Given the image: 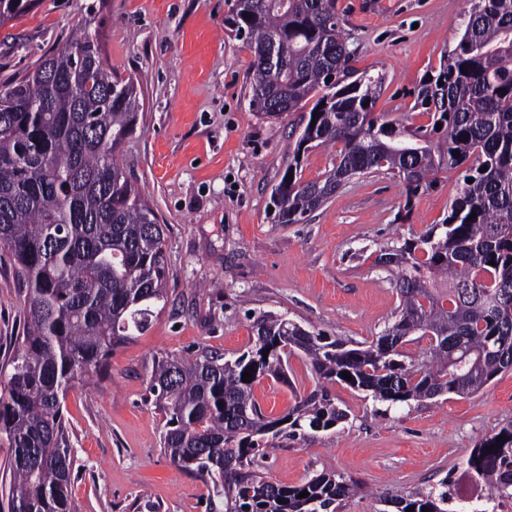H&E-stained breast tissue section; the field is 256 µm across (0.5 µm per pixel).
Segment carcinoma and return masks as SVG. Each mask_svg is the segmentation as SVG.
Listing matches in <instances>:
<instances>
[{"label":"carcinoma","mask_w":512,"mask_h":512,"mask_svg":"<svg viewBox=\"0 0 512 512\" xmlns=\"http://www.w3.org/2000/svg\"><path fill=\"white\" fill-rule=\"evenodd\" d=\"M470 2L457 44L418 89L413 108L428 121L416 126L373 112L383 77L353 66L336 0H234L224 19L253 53L250 111L276 118L313 102L271 193L278 223L304 221L351 179L383 169L404 183L407 208L441 168L463 166L473 183L443 223L379 250L375 265L395 274L400 304L368 345L351 348L265 312L253 321L252 346L236 356L202 348L155 362L148 387L164 418L163 452L205 480L211 512H337L353 489L343 478L282 486L260 471L273 440L348 418L333 383L425 402L473 393L512 369V0ZM37 3L0 0V25ZM95 19L25 75L0 81V246L27 288L23 336L0 368L12 512H73L67 393L106 379L112 350L144 334L166 302L164 228L122 158L139 120L138 82L112 73ZM322 146L336 149V163L301 180L305 153ZM424 340L420 356L402 350ZM293 355L305 357L315 388L270 418L253 387L263 378L292 385ZM250 368L252 381H242ZM467 471L512 498V423L481 442ZM388 503L448 512V492Z\"/></svg>","instance_id":"carcinoma-1"}]
</instances>
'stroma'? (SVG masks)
Listing matches in <instances>:
<instances>
[{
  "instance_id": "35a3bbf8",
  "label": "stroma",
  "mask_w": 512,
  "mask_h": 512,
  "mask_svg": "<svg viewBox=\"0 0 512 512\" xmlns=\"http://www.w3.org/2000/svg\"><path fill=\"white\" fill-rule=\"evenodd\" d=\"M233 0H40L0 26V79L25 74L81 36L95 14L112 69L140 83L143 107L122 148L126 170L165 226L168 301L149 329L115 348L107 379L79 386L65 403L78 474L75 512H209L204 481L161 451L164 420L150 402L155 359L207 346L224 354L252 340L250 315L284 314L355 343L372 341L399 304L377 251L441 223L463 185V168L439 173L405 209V188L380 172L347 183L298 224L276 223L278 183L308 112L264 119L248 108L253 54L224 27ZM466 0H336L353 65L385 77L376 111L402 119L428 73L456 45ZM25 288L0 250V363L25 322ZM289 384L253 387L279 417L314 382L291 357ZM347 410L336 428L278 439L267 480L297 486L321 473L355 484L341 512H392L388 497L447 492L448 512H512V499L478 490L466 461L512 422V370L479 391L392 404L333 384Z\"/></svg>"
}]
</instances>
